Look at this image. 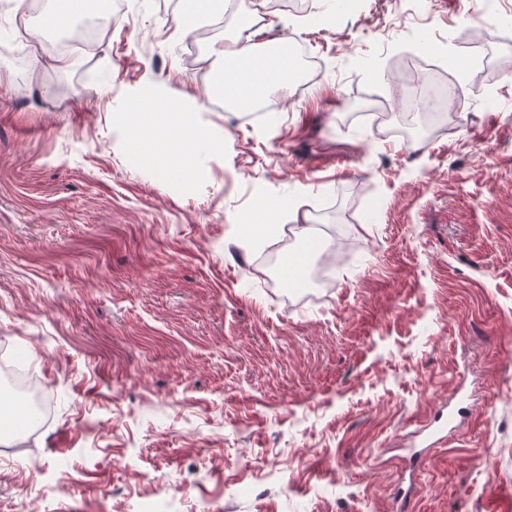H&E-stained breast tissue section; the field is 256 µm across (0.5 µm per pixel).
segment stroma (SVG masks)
Here are the masks:
<instances>
[{
  "label": "stroma",
  "mask_w": 512,
  "mask_h": 512,
  "mask_svg": "<svg viewBox=\"0 0 512 512\" xmlns=\"http://www.w3.org/2000/svg\"><path fill=\"white\" fill-rule=\"evenodd\" d=\"M300 2L267 11L313 60L269 120L208 53L254 0L0 53V345L53 409L0 444V512H512V44L445 64L456 121L403 136L414 42L470 0Z\"/></svg>",
  "instance_id": "35a3bbf8"
}]
</instances>
